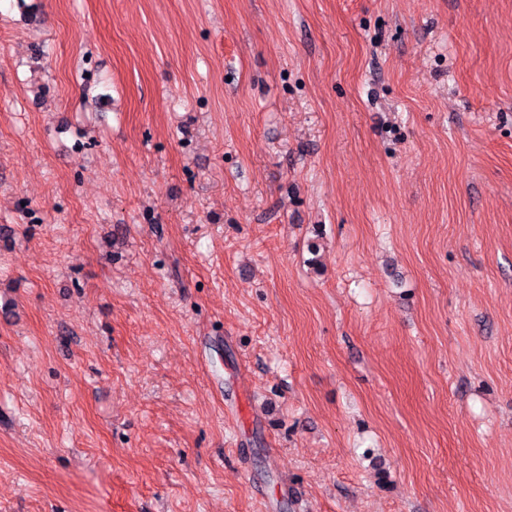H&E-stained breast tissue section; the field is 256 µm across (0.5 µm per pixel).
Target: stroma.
Instances as JSON below:
<instances>
[{"mask_svg":"<svg viewBox=\"0 0 512 512\" xmlns=\"http://www.w3.org/2000/svg\"><path fill=\"white\" fill-rule=\"evenodd\" d=\"M0 512H512V0H0Z\"/></svg>","mask_w":512,"mask_h":512,"instance_id":"obj_1","label":"stroma"}]
</instances>
